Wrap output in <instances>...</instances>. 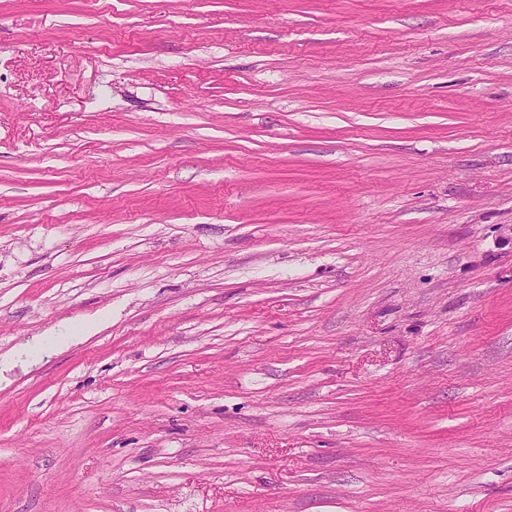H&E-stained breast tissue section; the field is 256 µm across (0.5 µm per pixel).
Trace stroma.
<instances>
[{
  "label": "stroma",
  "instance_id": "stroma-1",
  "mask_svg": "<svg viewBox=\"0 0 512 512\" xmlns=\"http://www.w3.org/2000/svg\"><path fill=\"white\" fill-rule=\"evenodd\" d=\"M511 225L512 0H0V512H512Z\"/></svg>",
  "mask_w": 512,
  "mask_h": 512
}]
</instances>
